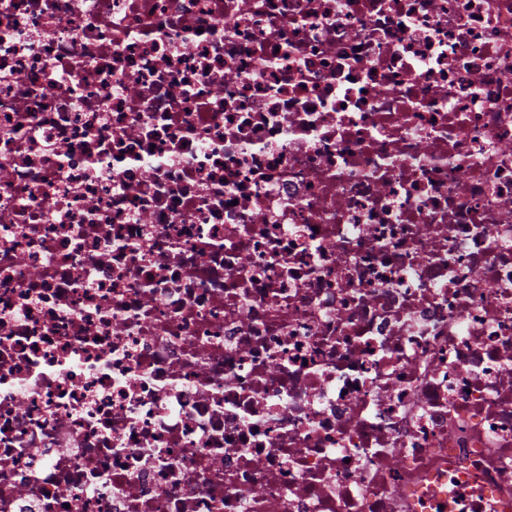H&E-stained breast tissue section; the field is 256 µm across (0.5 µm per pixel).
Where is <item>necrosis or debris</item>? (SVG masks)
Listing matches in <instances>:
<instances>
[{
    "label": "necrosis or debris",
    "instance_id": "necrosis-or-debris-1",
    "mask_svg": "<svg viewBox=\"0 0 512 512\" xmlns=\"http://www.w3.org/2000/svg\"><path fill=\"white\" fill-rule=\"evenodd\" d=\"M512 512V0H0V512Z\"/></svg>",
    "mask_w": 512,
    "mask_h": 512
}]
</instances>
